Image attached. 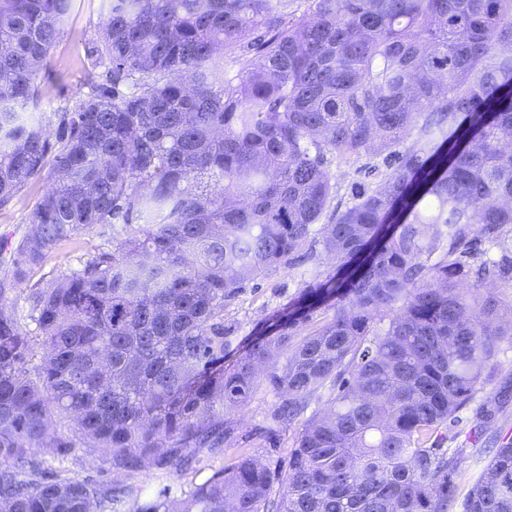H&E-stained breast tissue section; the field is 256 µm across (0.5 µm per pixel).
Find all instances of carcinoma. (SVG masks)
I'll list each match as a JSON object with an SVG mask.
<instances>
[{
  "label": "carcinoma",
  "instance_id": "cac0c4a2",
  "mask_svg": "<svg viewBox=\"0 0 512 512\" xmlns=\"http://www.w3.org/2000/svg\"><path fill=\"white\" fill-rule=\"evenodd\" d=\"M74 2L0 0V209L52 170L0 254L20 282L112 226L30 289L36 329L0 308V512H455L448 423L512 336V301L478 287L512 283V0H109L102 79L49 131L21 112ZM393 146L315 228L327 154ZM316 251L331 270L224 366V305ZM261 385L270 447L307 415L280 487L251 453L172 485L238 441ZM492 443L460 512H512V439ZM74 448L153 483L103 492L37 455Z\"/></svg>",
  "mask_w": 512,
  "mask_h": 512
}]
</instances>
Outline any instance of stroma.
<instances>
[{"label": "stroma", "mask_w": 512, "mask_h": 512, "mask_svg": "<svg viewBox=\"0 0 512 512\" xmlns=\"http://www.w3.org/2000/svg\"><path fill=\"white\" fill-rule=\"evenodd\" d=\"M108 10V0H75V8L67 20L64 31L53 48L47 71L41 78V101L38 108L28 109L22 117L52 126L58 112L73 107L85 90L90 70L85 47L89 41L98 39L102 22ZM384 156L368 153L359 159L345 161L336 155H329L327 170L335 183L334 199L348 201L354 184L364 182L369 168L383 166ZM51 183L49 173L34 179L27 189L7 208L0 210V239L17 241L28 234L32 226L29 215ZM102 242L100 228L86 230L80 247L65 246L55 251L46 260L41 270L25 281L17 283L6 301L0 307L14 312L18 318H25L28 305L27 295L34 283L51 278L61 271H75L80 267L83 253L93 251ZM313 271L310 263L295 260L278 267L251 282L224 308V322L235 329L236 342L227 360H234L251 337L262 334L272 316L287 307L300 293L305 281ZM512 384V336L502 337L499 353L486 382L478 390L474 402L462 410L456 422L448 428V447L458 449V483L460 493H467L479 472L486 465L488 457L483 441L477 440L475 431L485 426L487 434L512 438V401L501 404L498 412L488 422L479 419V408L484 401L497 397L503 386ZM276 398L266 389H258L251 402L233 417L238 440L225 450L224 454L209 458V466L197 473L174 477V484L188 486L190 482L202 481L212 470L228 466L243 453L260 449L265 444L261 432L265 416L274 405ZM42 458L52 472H61L81 479H87L110 487L118 476L109 463L85 449L59 455L45 451Z\"/></svg>", "instance_id": "35a3bbf8"}]
</instances>
